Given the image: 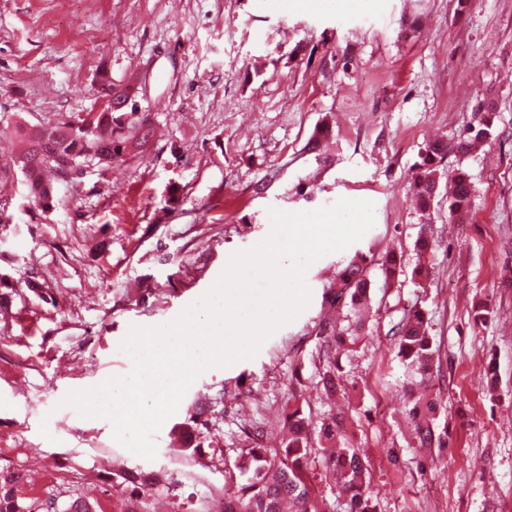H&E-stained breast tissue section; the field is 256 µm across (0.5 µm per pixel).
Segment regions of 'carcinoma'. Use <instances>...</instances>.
Here are the masks:
<instances>
[{
	"label": "carcinoma",
	"instance_id": "obj_1",
	"mask_svg": "<svg viewBox=\"0 0 512 512\" xmlns=\"http://www.w3.org/2000/svg\"><path fill=\"white\" fill-rule=\"evenodd\" d=\"M102 86L116 93L112 102H102L96 112L66 115L50 126L17 123L10 130L18 140V151L13 166L22 173L26 198L49 211L61 203L55 184L65 179V166L79 167L87 161L98 167L124 163L144 153L150 140L142 113L132 112L124 102L140 98L141 89L135 84L117 85L108 80ZM493 136V118L485 115L478 126L466 129L456 144L465 154L474 144L486 142ZM448 154V144L434 141L420 152L414 176L410 182L416 207L430 208L436 192L438 167ZM471 179L462 169L455 172L448 188V218L461 219L468 212ZM381 266L385 286H390L400 275L397 258L386 254L374 259L373 253L357 251L338 270L330 285L328 302L333 308L348 307L355 314L354 327L340 329L336 324H322L321 333L331 339L336 350H352L365 326L366 313L372 309L368 269ZM399 363L404 368L408 383L413 385L432 379L433 365L439 359V346L429 334L426 313L421 308L410 310L393 328ZM320 383L328 393L341 387L340 368L328 362L320 374ZM443 411L438 397H413L408 406V420L412 427V442L418 448L448 447V427L440 428L437 420ZM288 443L282 454L286 464H276L273 449L254 442L226 470L224 512H318L313 486L307 466L312 454L311 422L299 407L288 410ZM322 450L321 464L324 477L338 486L346 499L344 512H377L371 491V472L368 460L359 449L349 444L337 447L342 437L336 416L321 421L318 431ZM14 475H0V512H24L12 493Z\"/></svg>",
	"mask_w": 512,
	"mask_h": 512
}]
</instances>
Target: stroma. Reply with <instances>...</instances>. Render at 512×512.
<instances>
[{
  "mask_svg": "<svg viewBox=\"0 0 512 512\" xmlns=\"http://www.w3.org/2000/svg\"><path fill=\"white\" fill-rule=\"evenodd\" d=\"M138 78L154 133L144 157L88 169L46 213L23 197L0 137V274L21 288L0 306V473H18L21 505L67 512H224L225 470L261 432L280 448L289 407L312 422L343 416L371 463L378 512H512V0H355L345 11L281 0H0V119L50 125L99 108L97 73ZM492 113L495 139L440 167L418 211L414 165L434 138ZM329 123L331 137L310 142ZM473 183L470 211L448 220L447 174ZM369 200L375 223L354 247L306 274L308 307L257 356L203 372L134 455L109 420L62 406L72 390L128 374L131 326L176 318L218 279L230 255L270 232L269 208L308 211ZM433 241L414 269L419 230ZM393 252L385 285L371 266L370 332L338 352L343 386L327 395L320 325L350 323L325 296L354 251ZM497 315L474 327L473 309ZM423 308L440 346L433 382L447 453L409 445L408 396L388 330ZM495 361L499 385L479 378ZM159 477L129 491L121 471Z\"/></svg>",
  "mask_w": 512,
  "mask_h": 512,
  "instance_id": "obj_1",
  "label": "stroma"
}]
</instances>
